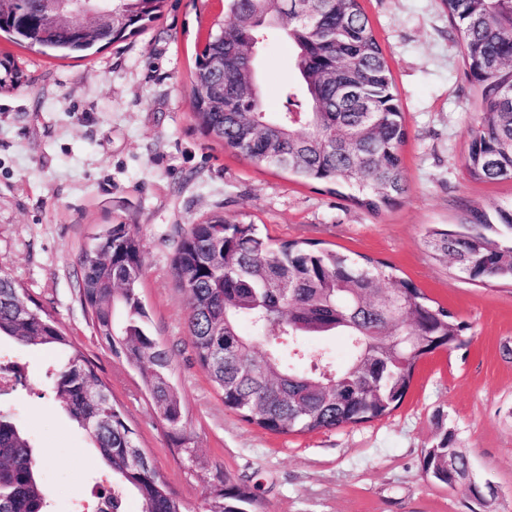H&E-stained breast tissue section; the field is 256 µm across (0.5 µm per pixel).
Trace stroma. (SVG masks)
<instances>
[{
	"mask_svg": "<svg viewBox=\"0 0 512 512\" xmlns=\"http://www.w3.org/2000/svg\"><path fill=\"white\" fill-rule=\"evenodd\" d=\"M405 115L407 191L373 213L327 185L253 163L200 132L191 72L208 31L228 23L221 0H164L161 16L88 56L60 57L0 37L24 74L0 90V271L53 311L98 367L187 512H201L216 475L257 490L262 512H475L468 485L443 488L421 470L426 448L451 432L475 480L496 483L493 512H512V284L475 283L433 259L432 224L459 223L467 207L512 205V179L465 171L476 93L460 35L441 0H362ZM294 60L280 33L261 57L269 111ZM259 225L275 242L302 240L388 263L468 324L467 346L421 361L389 414L308 434H274L225 408L197 364L188 298L171 261L181 236L212 214ZM114 224L143 245L140 297L149 331L170 353L184 421L207 464L191 466L141 388L138 372L99 343L79 299V257ZM51 354L0 338V361L19 363L26 384L0 409L36 449H52L40 481L52 512H95L112 474L82 429L53 399Z\"/></svg>",
	"mask_w": 512,
	"mask_h": 512,
	"instance_id": "stroma-1",
	"label": "stroma"
}]
</instances>
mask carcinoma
<instances>
[{
	"mask_svg": "<svg viewBox=\"0 0 512 512\" xmlns=\"http://www.w3.org/2000/svg\"><path fill=\"white\" fill-rule=\"evenodd\" d=\"M125 15L122 26L100 34L114 42L156 21L164 0H101ZM460 33L466 75L478 90L479 112L470 131L465 168L476 181L512 179V0H443ZM41 0H15L0 14V32L25 48L69 55L95 43L66 26L40 25ZM319 19L272 25L277 0H224L231 22L209 33L192 74L191 106L203 134L235 154L286 170L308 181L349 190L347 198L371 212L406 192L402 146L408 131L383 49L361 0H298ZM288 41L297 78L280 95L283 109L269 112L249 94L251 69L224 60V97L236 111L212 103L214 60L224 35L266 41L271 28ZM351 79L344 95L336 77ZM11 57L0 58V89L19 83ZM456 230L432 228L425 245L473 281H512V207L472 206ZM79 294L95 336L136 368L173 442L189 462L200 458L183 432V407L171 381V357L148 329L139 297L142 244L129 224L112 225V242L79 260ZM177 283L189 300L187 326L195 358L224 406L274 434L344 428L386 415L405 398L418 362L463 345L468 325L432 304L416 285L399 279L371 257L353 258L308 241L279 244L257 225L215 215L191 225L173 259ZM248 323L250 333L242 330ZM26 347L65 352L52 366V393L87 432L112 471V485L97 493V512H125L135 494L140 512H186L140 447L94 362L61 322L9 275L0 273V336ZM346 337L349 363L336 367L325 354L301 345L304 336ZM268 337L270 354L256 352ZM44 466L28 436L0 412V512H48L38 482ZM469 461L443 434L425 450L423 475L436 484H460ZM259 497L229 475L208 486L203 512H257Z\"/></svg>",
	"mask_w": 512,
	"mask_h": 512,
	"instance_id": "obj_1",
	"label": "carcinoma"
}]
</instances>
